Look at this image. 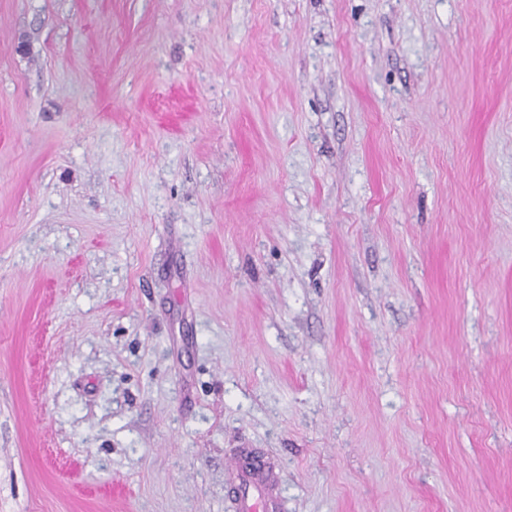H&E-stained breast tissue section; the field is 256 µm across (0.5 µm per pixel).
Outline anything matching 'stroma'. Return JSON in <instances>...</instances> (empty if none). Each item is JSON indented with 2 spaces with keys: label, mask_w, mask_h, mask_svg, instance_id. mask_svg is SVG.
Segmentation results:
<instances>
[{
  "label": "stroma",
  "mask_w": 512,
  "mask_h": 512,
  "mask_svg": "<svg viewBox=\"0 0 512 512\" xmlns=\"http://www.w3.org/2000/svg\"><path fill=\"white\" fill-rule=\"evenodd\" d=\"M512 512V0H0V512ZM242 485L239 512H279V484L276 473L261 464L244 467L238 458L230 465Z\"/></svg>",
  "instance_id": "35a3bbf8"
}]
</instances>
